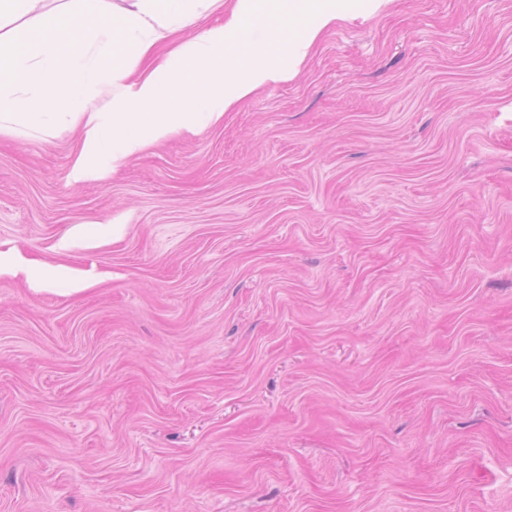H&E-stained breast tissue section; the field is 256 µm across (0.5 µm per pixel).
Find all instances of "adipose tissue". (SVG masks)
I'll return each mask as SVG.
<instances>
[{
    "label": "adipose tissue",
    "mask_w": 512,
    "mask_h": 512,
    "mask_svg": "<svg viewBox=\"0 0 512 512\" xmlns=\"http://www.w3.org/2000/svg\"><path fill=\"white\" fill-rule=\"evenodd\" d=\"M0 0V136L82 130L73 179L117 169L173 136L224 120L258 88L290 80L337 21L389 0ZM198 34L167 54L156 44Z\"/></svg>",
    "instance_id": "adipose-tissue-1"
}]
</instances>
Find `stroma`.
Wrapping results in <instances>:
<instances>
[{"instance_id":"1","label":"stroma","mask_w":512,"mask_h":512,"mask_svg":"<svg viewBox=\"0 0 512 512\" xmlns=\"http://www.w3.org/2000/svg\"><path fill=\"white\" fill-rule=\"evenodd\" d=\"M79 144L0 138V512H512V0Z\"/></svg>"}]
</instances>
